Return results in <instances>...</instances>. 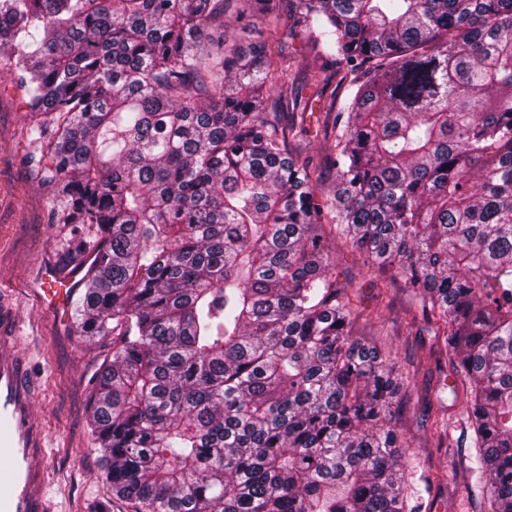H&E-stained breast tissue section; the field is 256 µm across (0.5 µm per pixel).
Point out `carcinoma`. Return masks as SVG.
I'll list each match as a JSON object with an SVG mask.
<instances>
[{
  "label": "carcinoma",
  "mask_w": 512,
  "mask_h": 512,
  "mask_svg": "<svg viewBox=\"0 0 512 512\" xmlns=\"http://www.w3.org/2000/svg\"><path fill=\"white\" fill-rule=\"evenodd\" d=\"M5 51L59 223L94 228L65 253L95 252L77 335L112 337L93 512H419L334 231L437 324L470 486L512 512V0H0ZM300 74L336 90L327 190Z\"/></svg>",
  "instance_id": "cac0c4a2"
}]
</instances>
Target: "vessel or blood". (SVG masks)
I'll list each match as a JSON object with an SVG mask.
<instances>
[{
	"mask_svg": "<svg viewBox=\"0 0 512 512\" xmlns=\"http://www.w3.org/2000/svg\"><path fill=\"white\" fill-rule=\"evenodd\" d=\"M81 286L78 270L46 269L34 299L65 313ZM13 307L0 305V512H49L46 431L34 414L40 384L18 347Z\"/></svg>",
	"mask_w": 512,
	"mask_h": 512,
	"instance_id": "obj_1",
	"label": "vessel or blood"
}]
</instances>
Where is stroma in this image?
Masks as SVG:
<instances>
[{"mask_svg": "<svg viewBox=\"0 0 512 512\" xmlns=\"http://www.w3.org/2000/svg\"><path fill=\"white\" fill-rule=\"evenodd\" d=\"M21 106L22 92L6 55L0 54V282L7 286L5 300L17 309L20 345L42 385L34 413L50 442L52 512H90L92 504L109 495L89 419L91 379L112 347L79 339L73 319L54 321L29 294L45 265L61 263L77 227L52 221L57 204L29 160ZM334 264L337 280L362 299L353 328L356 337L388 353L404 377L407 399L400 420L411 444L409 495L417 498L420 512H491L488 497L471 496L468 490L473 450L469 409L462 388L438 382L429 355L437 343L433 326L412 330L411 314L418 306L398 287L385 293L391 307L384 317L370 319L378 294L375 272L364 256L341 243ZM439 417L447 419L456 440L445 454L437 452L433 439Z\"/></svg>", "mask_w": 512, "mask_h": 512, "instance_id": "stroma-1", "label": "stroma"}]
</instances>
